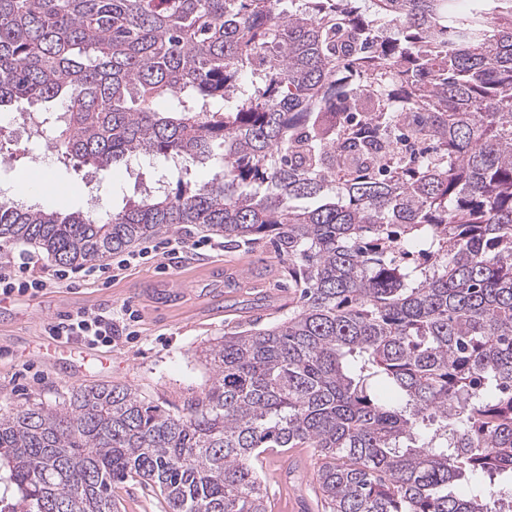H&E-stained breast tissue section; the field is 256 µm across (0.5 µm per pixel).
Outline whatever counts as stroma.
Here are the masks:
<instances>
[{"mask_svg":"<svg viewBox=\"0 0 512 512\" xmlns=\"http://www.w3.org/2000/svg\"><path fill=\"white\" fill-rule=\"evenodd\" d=\"M15 145L0 161V196H17V182L42 171L68 186L64 197L29 194L30 202L63 213L87 209L96 201L102 212L121 209L139 197L146 183L165 167L161 160L119 162L96 170L63 164L24 132H13ZM184 241L176 253L164 252L167 240ZM156 255L116 271L109 280L89 279L50 284L37 298H20L0 306V412L36 399L53 406L72 388L108 383L135 389L146 400L176 410L211 383L202 362L206 346L224 334L272 326L296 310L288 282V262L269 240L237 247L197 225L150 237ZM240 268L245 276L219 299L210 297L212 267ZM180 276L184 290L162 288ZM134 310L130 331H119L112 346L97 349L47 338L48 322L81 308ZM319 461L310 448L270 456L263 475L272 512H321L315 474Z\"/></svg>","mask_w":512,"mask_h":512,"instance_id":"obj_1","label":"stroma"}]
</instances>
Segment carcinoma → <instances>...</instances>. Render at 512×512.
Listing matches in <instances>:
<instances>
[{
	"mask_svg": "<svg viewBox=\"0 0 512 512\" xmlns=\"http://www.w3.org/2000/svg\"><path fill=\"white\" fill-rule=\"evenodd\" d=\"M278 3L0 0V107L44 105L64 160L170 177L105 215L0 200V243L82 266L202 224L273 239L298 294L206 347L177 413L111 384L0 413V512H119L130 480L165 512H268L291 448L323 512L512 501L483 486L512 482V0Z\"/></svg>",
	"mask_w": 512,
	"mask_h": 512,
	"instance_id": "1",
	"label": "carcinoma"
}]
</instances>
